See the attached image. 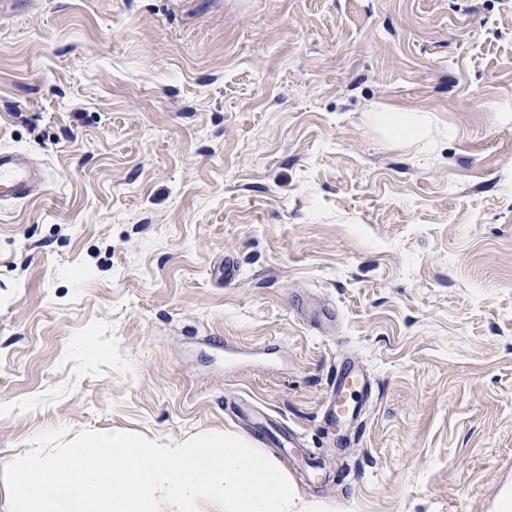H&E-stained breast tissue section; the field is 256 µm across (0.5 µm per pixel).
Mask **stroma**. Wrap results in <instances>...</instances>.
Here are the masks:
<instances>
[{
    "label": "stroma",
    "instance_id": "35a3bbf8",
    "mask_svg": "<svg viewBox=\"0 0 512 512\" xmlns=\"http://www.w3.org/2000/svg\"><path fill=\"white\" fill-rule=\"evenodd\" d=\"M0 147V469L241 399L306 505L512 512V0H0ZM45 181L43 167L26 154L0 150V202L15 203L38 195ZM357 395H372L367 373L361 367L347 368L343 365L337 369L336 384L327 394L324 403L325 413L339 425L355 419L362 408L357 401Z\"/></svg>",
    "mask_w": 512,
    "mask_h": 512
}]
</instances>
